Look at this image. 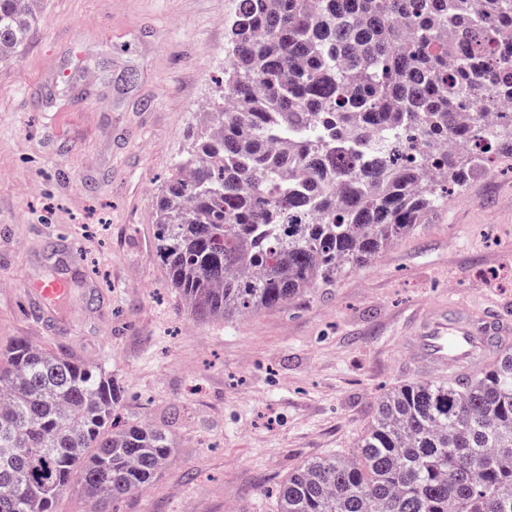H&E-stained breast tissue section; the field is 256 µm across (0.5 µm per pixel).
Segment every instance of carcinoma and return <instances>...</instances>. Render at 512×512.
<instances>
[{"mask_svg": "<svg viewBox=\"0 0 512 512\" xmlns=\"http://www.w3.org/2000/svg\"><path fill=\"white\" fill-rule=\"evenodd\" d=\"M36 24L0 0V60ZM220 102L155 204L156 252L189 314L225 322L370 264L476 176L512 161V0H236ZM461 100L484 109L462 114ZM112 371L0 346V512L148 488L162 428L121 419ZM275 512H512V353L395 385L352 454L299 467Z\"/></svg>", "mask_w": 512, "mask_h": 512, "instance_id": "cac0c4a2", "label": "carcinoma"}]
</instances>
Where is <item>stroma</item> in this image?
Here are the masks:
<instances>
[{"label": "stroma", "mask_w": 512, "mask_h": 512, "mask_svg": "<svg viewBox=\"0 0 512 512\" xmlns=\"http://www.w3.org/2000/svg\"><path fill=\"white\" fill-rule=\"evenodd\" d=\"M235 0H33L0 61V342L103 362L169 465L117 512H273L304 462L352 452L407 379L405 319L455 301L512 321V171L476 177L370 265L229 323L189 318L156 196L224 82ZM62 279L55 317L28 291Z\"/></svg>", "instance_id": "obj_1"}]
</instances>
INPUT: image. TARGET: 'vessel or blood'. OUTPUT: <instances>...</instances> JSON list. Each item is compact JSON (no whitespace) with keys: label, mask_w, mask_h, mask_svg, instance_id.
I'll return each instance as SVG.
<instances>
[{"label":"vessel or blood","mask_w":512,"mask_h":512,"mask_svg":"<svg viewBox=\"0 0 512 512\" xmlns=\"http://www.w3.org/2000/svg\"><path fill=\"white\" fill-rule=\"evenodd\" d=\"M46 308L62 302L68 288L52 279L33 287ZM408 370L420 377H432L448 370L479 368L512 351V323L477 314L459 304L432 305L411 315L406 323Z\"/></svg>","instance_id":"vessel-or-blood-1"}]
</instances>
